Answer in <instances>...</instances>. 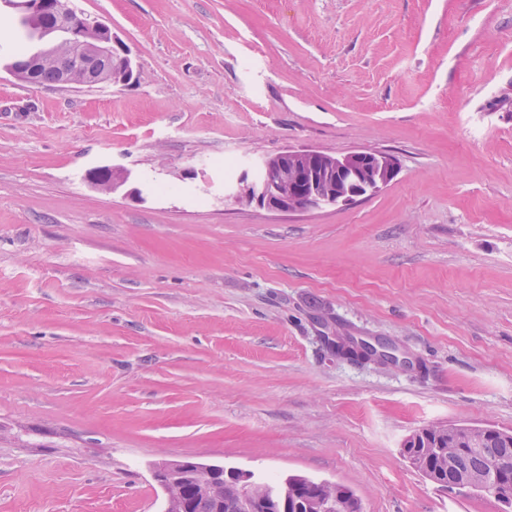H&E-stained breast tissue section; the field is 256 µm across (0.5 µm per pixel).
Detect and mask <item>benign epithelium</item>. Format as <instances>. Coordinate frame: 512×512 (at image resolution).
<instances>
[{
  "mask_svg": "<svg viewBox=\"0 0 512 512\" xmlns=\"http://www.w3.org/2000/svg\"><path fill=\"white\" fill-rule=\"evenodd\" d=\"M23 20L36 34L49 33L46 20L62 29L63 40L52 44L20 64H9L8 71L24 83L35 85L41 64L55 60L62 87H106L125 83L133 71L127 48L112 37V29L101 20L78 12L72 0H20ZM263 178L242 184L233 193L238 202L256 203L280 212L302 210L299 199L311 197L317 207L333 206L377 193L398 173L394 158L379 152L360 150L343 157L314 149L288 150L261 161ZM127 172L111 166L96 169L88 183L102 193L116 190ZM236 493L243 512H251L257 494L268 489L254 480L250 471L236 469ZM154 480L167 495L168 509L181 512L186 481L193 478L202 492L217 503L224 501V467L186 461H163L153 471ZM325 493L303 504L305 512H345L351 492L333 483H322ZM481 487L500 500L512 491L506 484H482L465 473L457 488Z\"/></svg>",
  "mask_w": 512,
  "mask_h": 512,
  "instance_id": "7a95c632",
  "label": "benign epithelium"
}]
</instances>
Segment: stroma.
<instances>
[{"label":"stroma","mask_w":512,"mask_h":512,"mask_svg":"<svg viewBox=\"0 0 512 512\" xmlns=\"http://www.w3.org/2000/svg\"><path fill=\"white\" fill-rule=\"evenodd\" d=\"M74 2L135 76L0 67V512H166L162 460L503 512L402 448L512 432V0ZM301 148L398 174L295 213L229 197ZM102 165L129 173L113 193ZM128 173L111 166L93 170L88 175V183L102 193H112L127 178Z\"/></svg>","instance_id":"obj_1"}]
</instances>
